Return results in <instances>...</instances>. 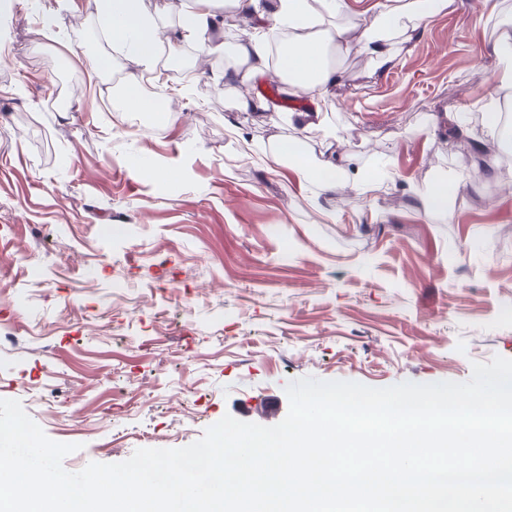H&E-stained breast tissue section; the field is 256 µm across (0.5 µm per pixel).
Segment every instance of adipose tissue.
Returning <instances> with one entry per match:
<instances>
[{
	"label": "adipose tissue",
	"instance_id": "ef3b65f1",
	"mask_svg": "<svg viewBox=\"0 0 512 512\" xmlns=\"http://www.w3.org/2000/svg\"><path fill=\"white\" fill-rule=\"evenodd\" d=\"M453 0H376L371 18L361 25L356 42H348L346 29L336 23V0H187L180 24L179 38L199 45L200 49H220L223 20L221 5H229L243 19H259L288 29L290 37L281 48L279 70L286 76L289 94L309 96L312 107L297 113L303 126L321 124L325 115L319 101L327 85L337 78L335 66L328 64V50L354 52L366 56L377 68L393 66L396 56L391 39L395 33L418 31L437 15L445 12ZM95 7L107 16L105 36L113 49L135 60L142 73L157 72L166 51L159 36V25L143 9V0H95ZM254 27L235 46V64L216 75L225 88L256 77L268 75L271 69L269 42L261 27ZM494 54L503 67L494 92L485 95L481 106L490 139L496 150L512 154V123L502 119L505 99H512V27L502 30L494 46ZM275 164L290 163L298 177L315 183L323 194L343 192L349 196L363 194L368 181L362 171L316 162L296 154L294 144L277 142L266 154Z\"/></svg>",
	"mask_w": 512,
	"mask_h": 512
}]
</instances>
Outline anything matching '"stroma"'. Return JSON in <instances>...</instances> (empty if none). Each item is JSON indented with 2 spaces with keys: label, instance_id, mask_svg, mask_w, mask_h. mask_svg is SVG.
I'll return each mask as SVG.
<instances>
[{
  "label": "stroma",
  "instance_id": "35a3bbf8",
  "mask_svg": "<svg viewBox=\"0 0 512 512\" xmlns=\"http://www.w3.org/2000/svg\"><path fill=\"white\" fill-rule=\"evenodd\" d=\"M512 0H454L396 38L398 62L351 53L320 101L326 128L290 124L284 87L242 112L223 69L247 23L224 14V48L157 91L153 116L110 90L139 75L113 54L87 0L46 31L38 0L0 11V399L20 401L63 460L118 463L182 448L224 415L265 426L293 380L384 388L467 381L475 361L512 359V194L488 183L471 145L475 101L502 63ZM108 55L90 85L85 57ZM466 113L467 133L429 118ZM333 142L337 162L400 176L365 196L318 195L265 151ZM442 176L463 190L423 211Z\"/></svg>",
  "mask_w": 512,
  "mask_h": 512
}]
</instances>
